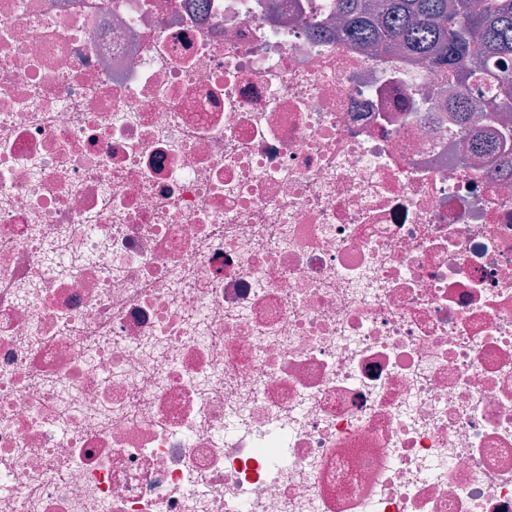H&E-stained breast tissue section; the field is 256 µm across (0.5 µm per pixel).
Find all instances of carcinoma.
Segmentation results:
<instances>
[{"label": "carcinoma", "mask_w": 512, "mask_h": 512, "mask_svg": "<svg viewBox=\"0 0 512 512\" xmlns=\"http://www.w3.org/2000/svg\"><path fill=\"white\" fill-rule=\"evenodd\" d=\"M345 32L380 49L398 45L418 64L454 74L460 83L490 78L512 84V0H336ZM512 99L482 111L484 129L472 140L481 155L512 141L498 131Z\"/></svg>", "instance_id": "cac0c4a2"}]
</instances>
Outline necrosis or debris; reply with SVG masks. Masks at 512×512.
I'll return each instance as SVG.
<instances>
[{
  "label": "necrosis or debris",
  "mask_w": 512,
  "mask_h": 512,
  "mask_svg": "<svg viewBox=\"0 0 512 512\" xmlns=\"http://www.w3.org/2000/svg\"><path fill=\"white\" fill-rule=\"evenodd\" d=\"M335 0H0V512H512V177Z\"/></svg>",
  "instance_id": "1"
}]
</instances>
